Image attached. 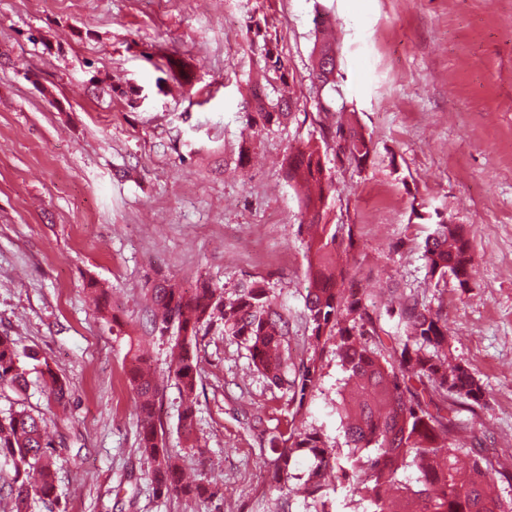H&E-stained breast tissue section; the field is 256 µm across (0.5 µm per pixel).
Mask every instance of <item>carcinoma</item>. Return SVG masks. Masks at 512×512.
Listing matches in <instances>:
<instances>
[{
	"label": "carcinoma",
	"mask_w": 512,
	"mask_h": 512,
	"mask_svg": "<svg viewBox=\"0 0 512 512\" xmlns=\"http://www.w3.org/2000/svg\"><path fill=\"white\" fill-rule=\"evenodd\" d=\"M262 38L264 67L251 90L253 111L247 122L258 133L292 116L293 92L286 66L274 52L272 39L255 24ZM313 77L319 91H336V48L321 45ZM336 155L365 163L372 141L349 119L335 125ZM288 178L303 191L307 217L305 312L310 355L289 365L288 315L269 289L251 282L231 297L211 279L196 282L192 293L163 279L151 285L152 332L176 335L172 348V379L181 397L179 430L189 447L196 418L199 364L197 338L219 328L248 350L253 367L271 385L289 393L283 426L268 439V480L279 489L297 481L296 491L311 501L314 512H332L331 495L354 485L365 512H512V497L499 484L512 474L493 454L480 451V410L486 392L480 380L450 354L448 314L415 294L382 304L357 288L354 277L339 264V251L352 243V227L323 223L332 188L318 147L307 144L288 156ZM422 259L436 289L448 279L464 293L477 287L470 269L474 261L468 229L442 218L425 238ZM395 321L391 332L383 316ZM332 349L345 373L337 391L335 411L344 433L346 453L324 434L309 431L302 422L307 396L317 386L318 363ZM128 382L138 400V451L149 463L158 490L209 501L214 493L201 477L184 479L177 458L163 442L159 416L160 388L141 355L140 340L129 338ZM36 355L21 349L17 339L0 335V390L23 393L29 385L24 360ZM50 402L61 412L69 405V385L50 366L39 370ZM43 418L24 407L0 416V467L9 468L0 483V501L11 512H31L32 504L54 499L57 454L45 437ZM471 439V465H458L461 441ZM311 459L307 471L295 473V458ZM414 480L400 478L404 469Z\"/></svg>",
	"instance_id": "1"
}]
</instances>
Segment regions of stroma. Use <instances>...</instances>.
Here are the masks:
<instances>
[{"label":"stroma","mask_w":512,"mask_h":512,"mask_svg":"<svg viewBox=\"0 0 512 512\" xmlns=\"http://www.w3.org/2000/svg\"><path fill=\"white\" fill-rule=\"evenodd\" d=\"M321 13L338 68L336 92L318 94ZM253 19L268 21L294 98L293 117L258 135L243 109L264 65ZM170 58L190 85L162 78ZM340 107L372 139L364 165L336 153ZM307 142L336 187L325 222L353 229L341 261L372 297L389 285L432 296L421 259L431 215L468 225L477 287L444 289L448 336L484 385L487 435L512 455V0H0V334L70 387L61 418L39 384L21 400L0 395V413L20 400L49 419L57 501L34 512H271L283 496L261 474L286 391L237 341L199 337V445L187 447L172 340L142 327L156 279L203 275L228 295L261 280L288 309L292 361L308 357L306 218L284 166ZM91 278L113 320L97 313ZM131 335L164 387L166 445L213 482L211 502L151 481ZM342 376L325 354L303 416L339 447Z\"/></svg>","instance_id":"obj_1"}]
</instances>
